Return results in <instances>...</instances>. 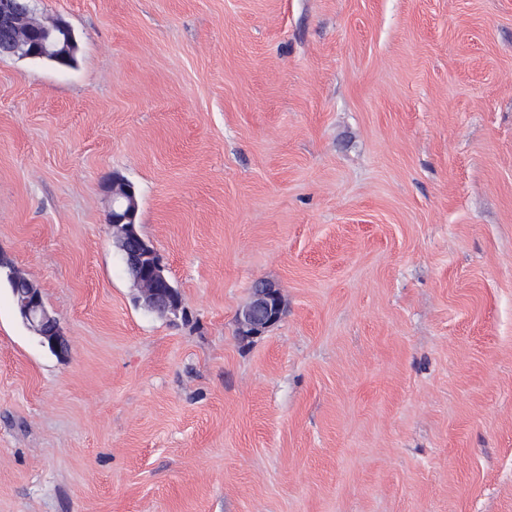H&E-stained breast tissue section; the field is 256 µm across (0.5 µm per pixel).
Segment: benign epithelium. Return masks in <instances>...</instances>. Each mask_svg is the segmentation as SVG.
I'll return each instance as SVG.
<instances>
[{
	"mask_svg": "<svg viewBox=\"0 0 512 512\" xmlns=\"http://www.w3.org/2000/svg\"><path fill=\"white\" fill-rule=\"evenodd\" d=\"M71 27L62 19L43 21L36 17L31 0L18 6L12 0H0V56L7 54L22 59H56L74 46ZM112 207L108 214L111 228L136 229L139 201L136 196L121 200L115 190H109ZM143 248L140 242L130 243L124 256L126 265L136 273L143 269ZM139 302L148 310L161 315L178 313L182 303L169 297L168 292L155 286L147 275L136 283ZM15 305L24 321L38 336L50 342L58 352L67 351V341L59 318L45 306L42 292L35 285L16 292ZM277 286L266 280L255 284L253 301L237 317L239 332L243 336H260L280 318Z\"/></svg>",
	"mask_w": 512,
	"mask_h": 512,
	"instance_id": "obj_1",
	"label": "benign epithelium"
}]
</instances>
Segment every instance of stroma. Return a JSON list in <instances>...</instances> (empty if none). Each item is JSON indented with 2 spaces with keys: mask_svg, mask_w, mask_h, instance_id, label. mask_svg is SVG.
I'll list each match as a JSON object with an SVG mask.
<instances>
[{
  "mask_svg": "<svg viewBox=\"0 0 512 512\" xmlns=\"http://www.w3.org/2000/svg\"><path fill=\"white\" fill-rule=\"evenodd\" d=\"M35 11L79 51L0 59V260L69 350L0 281V512H512V0ZM110 197H112V207L108 214V223L111 224L116 232L117 230L125 227L132 229L136 232L137 214L139 211V201L135 196V188L131 186V197L129 199L121 200L115 195V190L112 189L111 184L108 186ZM139 230V224H138ZM135 286L139 292V302L150 311H155L161 315H171L173 313L177 314L182 307L180 300L170 299L165 288L155 287L154 280L149 275L140 279ZM26 280L30 288L17 290L14 301L17 310L36 335L49 341L54 350L67 352L68 345L59 318L45 306L41 290ZM254 288L253 301L237 317L239 332L245 337L262 335L280 318L283 309L274 283L261 280Z\"/></svg>",
  "mask_w": 512,
  "mask_h": 512,
  "instance_id": "1",
  "label": "stroma"
}]
</instances>
